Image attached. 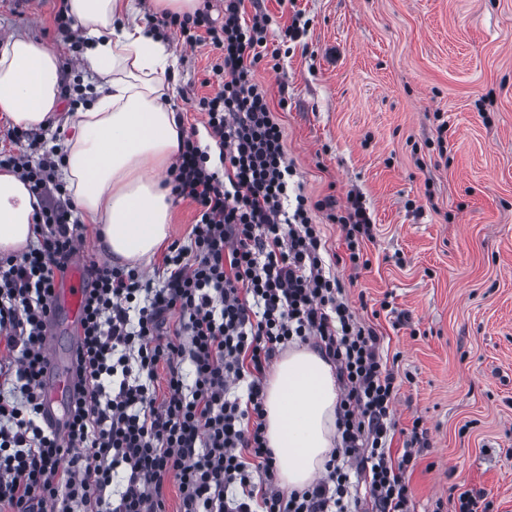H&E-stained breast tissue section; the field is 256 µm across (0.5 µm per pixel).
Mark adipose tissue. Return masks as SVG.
Masks as SVG:
<instances>
[{"mask_svg": "<svg viewBox=\"0 0 512 512\" xmlns=\"http://www.w3.org/2000/svg\"><path fill=\"white\" fill-rule=\"evenodd\" d=\"M86 50L83 67L105 90L86 111L60 113L56 49L25 37L0 40V112L28 130L64 121L75 133L59 142L64 175L83 218L100 229L109 257L150 262L169 237L173 198L161 175L180 145V120L167 81L169 43L132 18V0H67ZM37 199L28 183L0 169V252L35 239ZM338 391L318 352L296 346L266 381L265 434L283 489L309 485L334 446Z\"/></svg>", "mask_w": 512, "mask_h": 512, "instance_id": "ef3b65f1", "label": "adipose tissue"}]
</instances>
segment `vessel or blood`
Instances as JSON below:
<instances>
[{"label": "vessel or blood", "instance_id": "b4317fda", "mask_svg": "<svg viewBox=\"0 0 512 512\" xmlns=\"http://www.w3.org/2000/svg\"><path fill=\"white\" fill-rule=\"evenodd\" d=\"M88 278V266L80 258H72L69 269L55 290L53 312H64L66 330L71 334L70 347L59 350L55 337H48L47 374L44 379L43 416L59 435H66L68 404L71 394L72 365L81 338L82 303Z\"/></svg>", "mask_w": 512, "mask_h": 512}]
</instances>
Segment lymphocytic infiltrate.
Masks as SVG:
<instances>
[{
    "label": "lymphocytic infiltrate",
    "mask_w": 512,
    "mask_h": 512,
    "mask_svg": "<svg viewBox=\"0 0 512 512\" xmlns=\"http://www.w3.org/2000/svg\"><path fill=\"white\" fill-rule=\"evenodd\" d=\"M157 26L183 44L221 53L213 94L196 100L224 161L209 171L193 132H182L167 183L197 206L187 241L162 267L92 263L76 360L79 395L66 437L42 421L45 341L55 288L82 237L58 178L63 158L13 128L0 152L33 194H55L35 212L36 239L0 256V512H410L407 472L427 434L413 421L393 456L399 391L376 330L360 322L326 266L314 210H329L358 264L370 216L359 196L344 208L295 188L284 132L254 79L269 18L244 17L224 0L166 14ZM312 343L336 371V446L325 472L284 492L265 438V376L288 344ZM166 391L158 393V372Z\"/></svg>",
    "instance_id": "lymphocytic-infiltrate-1"
}]
</instances>
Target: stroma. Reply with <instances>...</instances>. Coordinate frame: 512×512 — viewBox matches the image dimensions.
Listing matches in <instances>:
<instances>
[{"label":"stroma","mask_w":512,"mask_h":512,"mask_svg":"<svg viewBox=\"0 0 512 512\" xmlns=\"http://www.w3.org/2000/svg\"><path fill=\"white\" fill-rule=\"evenodd\" d=\"M0 0V33L54 46L61 81L100 78L76 66L53 23ZM269 48L293 16L306 24L281 70L261 63L304 194L344 206L361 196L370 240L335 274L357 317L376 328L401 383L392 450L421 420L429 442L409 482L411 512H449L450 489L487 492L512 512V0H262ZM218 53L181 46L172 106L223 172L189 101ZM389 309H382L381 301Z\"/></svg>","instance_id":"stroma-1"}]
</instances>
